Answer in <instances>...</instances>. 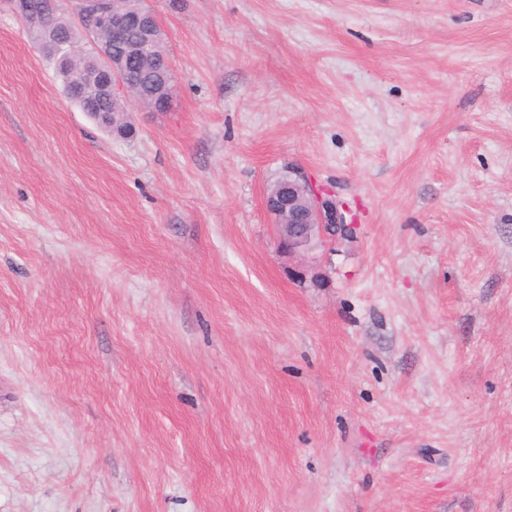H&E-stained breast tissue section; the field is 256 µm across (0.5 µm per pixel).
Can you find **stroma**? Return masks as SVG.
<instances>
[{
    "label": "stroma",
    "mask_w": 512,
    "mask_h": 512,
    "mask_svg": "<svg viewBox=\"0 0 512 512\" xmlns=\"http://www.w3.org/2000/svg\"><path fill=\"white\" fill-rule=\"evenodd\" d=\"M149 6L116 137L0 0V512H512V0ZM265 206L274 217L279 246L289 260L306 262L318 244L353 233L347 208L294 165L288 164L267 188Z\"/></svg>",
    "instance_id": "stroma-1"
}]
</instances>
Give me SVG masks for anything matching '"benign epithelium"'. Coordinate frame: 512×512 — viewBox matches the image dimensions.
<instances>
[{
    "mask_svg": "<svg viewBox=\"0 0 512 512\" xmlns=\"http://www.w3.org/2000/svg\"><path fill=\"white\" fill-rule=\"evenodd\" d=\"M66 5L71 10V25L95 38L96 54H88L59 34L50 39L52 55L81 62L90 60L67 84L68 92L70 98L82 99L87 96L86 89L92 88L105 105L97 104L83 112L105 132L113 134L121 124L118 117L126 116L134 101L133 89L123 80L132 55L141 59L151 55L154 45L163 40L164 32L156 15L144 7L128 11L118 5V0H66ZM133 25L140 30L141 39L130 48L128 32ZM173 81V71L168 66L160 74V85L155 91L158 108L171 106ZM265 206L277 224L279 246L291 260L304 262L318 244L353 233L354 224L348 219L347 208L329 191L314 186L306 173L294 165L286 166L279 179L267 188Z\"/></svg>",
    "mask_w": 512,
    "mask_h": 512,
    "instance_id": "obj_1",
    "label": "benign epithelium"
}]
</instances>
